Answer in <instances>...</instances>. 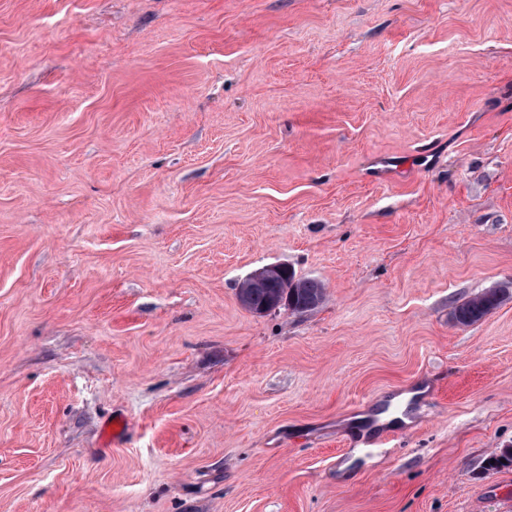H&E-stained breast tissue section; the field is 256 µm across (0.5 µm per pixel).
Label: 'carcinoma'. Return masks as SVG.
<instances>
[{"instance_id": "1", "label": "carcinoma", "mask_w": 512, "mask_h": 512, "mask_svg": "<svg viewBox=\"0 0 512 512\" xmlns=\"http://www.w3.org/2000/svg\"><path fill=\"white\" fill-rule=\"evenodd\" d=\"M285 295L288 296V305L292 311L308 312L323 303L325 288L316 279L286 274L273 277L264 287L241 288L238 292L242 306L253 314L267 309V305L274 298ZM507 296V288H489L457 305L452 312V319L463 327L475 325L496 309ZM488 466L492 469L512 466V448H501L494 452L488 459Z\"/></svg>"}]
</instances>
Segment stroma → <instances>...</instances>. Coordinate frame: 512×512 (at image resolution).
<instances>
[{"label":"stroma","mask_w":512,"mask_h":512,"mask_svg":"<svg viewBox=\"0 0 512 512\" xmlns=\"http://www.w3.org/2000/svg\"><path fill=\"white\" fill-rule=\"evenodd\" d=\"M492 286L512 0H0V512H512ZM288 296L284 298V296ZM282 296L284 299H275L272 308L257 316H263L271 311L291 307L294 312H308L321 305L325 298L323 284L313 278H297L292 275L275 276L264 287L239 288L238 297L242 306L251 313L267 309V305L274 298ZM509 294L508 288H489L457 305L452 312V319L463 327L475 325L496 309Z\"/></svg>","instance_id":"35a3bbf8"}]
</instances>
